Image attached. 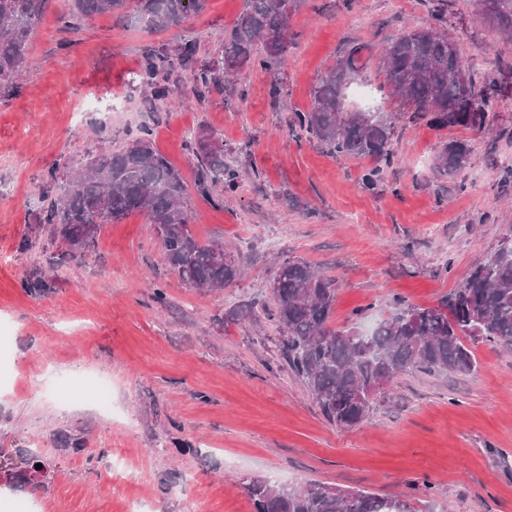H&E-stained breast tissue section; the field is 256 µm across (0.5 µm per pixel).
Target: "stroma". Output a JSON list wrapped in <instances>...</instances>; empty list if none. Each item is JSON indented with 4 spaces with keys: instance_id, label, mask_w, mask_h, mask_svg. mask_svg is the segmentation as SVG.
Masks as SVG:
<instances>
[{
    "instance_id": "stroma-1",
    "label": "stroma",
    "mask_w": 512,
    "mask_h": 512,
    "mask_svg": "<svg viewBox=\"0 0 512 512\" xmlns=\"http://www.w3.org/2000/svg\"><path fill=\"white\" fill-rule=\"evenodd\" d=\"M69 3L49 0L30 68L0 92V449L35 440L44 455L39 488L0 481V512H125L129 495L145 512H253L242 489L253 476L367 487L413 512H512V352L480 342L473 373L402 375L343 430L289 370L279 333L252 323L289 258L335 280L339 329L387 317L398 298L443 304L512 224V97L495 103L490 136L400 114L394 162L371 191L362 180L375 160L289 133L347 43L377 49L430 24L435 0H305L288 22L285 67H252L200 99L191 67L175 66L170 79L186 95L173 107L145 98L141 60L186 37L198 61L220 58L242 0H208L167 31L112 15L67 31ZM441 14L476 79L512 70V41L476 0H448ZM143 125L184 178L193 233L220 240L246 272L222 291L183 282L139 213L102 224L88 249L48 267L65 249L40 221L64 186L52 170L120 147ZM202 126L223 134L235 192H198L189 141ZM451 137L473 142L472 162L435 176ZM86 377L110 381L112 410L70 393ZM61 434L82 448L61 446Z\"/></svg>"
}]
</instances>
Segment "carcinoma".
<instances>
[{
	"mask_svg": "<svg viewBox=\"0 0 512 512\" xmlns=\"http://www.w3.org/2000/svg\"><path fill=\"white\" fill-rule=\"evenodd\" d=\"M208 0H72L63 28L96 15L130 19L154 30L178 29L207 8ZM303 0H243L232 27L224 31L221 58L193 71L192 92L202 97L247 68L278 70L288 54V19ZM483 19L499 34L512 38V0H477ZM48 0H0V90L14 88L28 63V47ZM367 47L351 43L321 75L312 107L295 112L291 135L308 137L333 155L371 157L389 167L398 113L380 107L349 106L348 90L360 78ZM197 44L182 40L176 59L151 54L139 70V83L150 100H163L173 89L165 79L173 61L195 63ZM379 75L400 109L428 119L439 129L488 127L482 108L501 94L504 82L488 75L476 86L469 63L448 35L434 25L403 31L382 48ZM198 162L199 186H238L239 170L224 163V139L200 128L189 143ZM474 146L451 139L436 153L432 170L451 176L470 163ZM186 186L178 169L154 147L153 129L129 132L125 145L102 151L66 174L61 195L51 199L43 223L66 242L71 255L89 247L97 220L120 221L145 215L161 239L165 258L179 277L195 288L220 290L237 281L240 267L224 261V246L202 243L191 231L185 205ZM64 254V255H66ZM64 255L49 258L54 265ZM277 288L263 318L280 334L282 354L291 372L309 389L324 417L336 427L352 429L370 414L384 379L414 371L467 374L476 368L463 338L488 341L512 351V224L497 245L454 289L442 306L420 307L394 301L391 316L368 334L357 327L331 326L336 288L323 272L302 259H288L276 270ZM27 469L7 476L29 482L27 470L43 463L42 449L19 448ZM311 483L275 485L249 480L244 491L254 512H411L400 498L384 497L366 487L309 491Z\"/></svg>",
	"mask_w": 512,
	"mask_h": 512,
	"instance_id": "1",
	"label": "carcinoma"
}]
</instances>
